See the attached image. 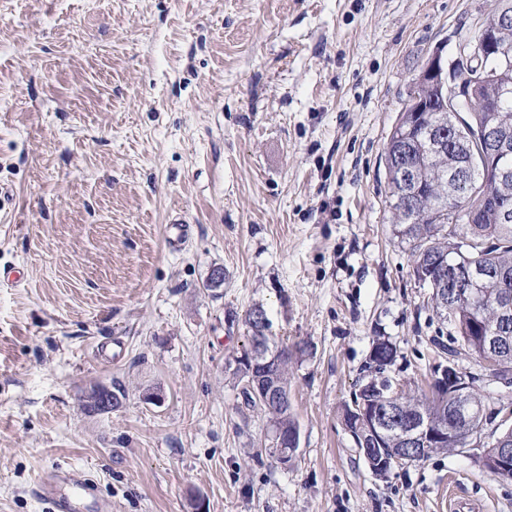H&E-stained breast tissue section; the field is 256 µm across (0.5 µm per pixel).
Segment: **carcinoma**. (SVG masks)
Masks as SVG:
<instances>
[{
  "label": "carcinoma",
  "mask_w": 512,
  "mask_h": 512,
  "mask_svg": "<svg viewBox=\"0 0 512 512\" xmlns=\"http://www.w3.org/2000/svg\"><path fill=\"white\" fill-rule=\"evenodd\" d=\"M503 41L505 57L497 62L485 64V68L491 71V79L481 88L480 99L459 104L458 115L461 116V124L472 132L483 126L491 115L501 124L512 128V96L497 99L499 89H512V28L503 34ZM488 104L495 108L496 112L491 114L484 111ZM399 134L408 137V150L412 153L413 159L420 164V199L413 210H406L397 203L399 177L398 173L388 166V203L395 233L410 246L415 279L420 283L431 278L438 279L440 262L448 260V249L452 247V240L465 236L473 242L471 251L459 255L458 259L464 263L469 261L490 272V277L480 288L481 303L477 310L474 311L468 306H456L448 302L445 294L439 292L433 294V300L437 312L454 324L458 346L480 362H491L496 367L497 376L508 380V384L512 385V314L506 318L500 310L503 297L512 298V221L505 223L500 216L504 205L512 207V179L485 185V167L492 165V161L477 162L470 175V193L474 194L472 202L481 204L480 214L472 224H450V176L462 160L477 156L476 144L468 139L464 141L463 150L447 148L442 152H435L432 150L429 136L416 133L413 113L406 110L401 113L387 140L385 153L392 152L399 145ZM476 318L489 332L505 330L506 339L499 348L488 349L484 344V338L474 335L473 321ZM251 355L252 347L249 346L235 358L234 375L243 382L242 394L245 404L266 411L268 407L258 391L248 386L251 376L264 375L263 368L253 367L255 359L251 358ZM395 357L396 349L391 343L379 339L373 344L368 368L382 374L393 364ZM462 382L467 385V400L470 406L480 413L478 424H486L492 419V413L486 412L488 396L475 389L472 377L465 373L455 381V384ZM386 401L387 396L373 379L364 384L360 393L355 395V404H363L368 408L383 406ZM399 403L410 415L422 419H437L443 400L433 390L419 396L403 394L399 398ZM342 423L345 430L358 440L368 435L363 424L358 422L355 408L350 405L344 406ZM375 447L386 457L392 458L403 444L400 435L393 433L377 439Z\"/></svg>",
  "instance_id": "cac0c4a2"
}]
</instances>
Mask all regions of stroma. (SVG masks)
I'll use <instances>...</instances> for the list:
<instances>
[{"mask_svg": "<svg viewBox=\"0 0 512 512\" xmlns=\"http://www.w3.org/2000/svg\"><path fill=\"white\" fill-rule=\"evenodd\" d=\"M492 0H0V512L88 470L112 512H512L469 445L374 476L341 413L371 373L427 387L452 325L391 224L384 147L434 52ZM191 226L167 243L176 217ZM221 287H209L213 268ZM263 306L300 447L264 450L234 358ZM122 408L86 414L92 386ZM396 349L385 340L378 339L373 344L369 356L368 369H373L378 374H383L388 366L395 361Z\"/></svg>", "mask_w": 512, "mask_h": 512, "instance_id": "35a3bbf8", "label": "stroma"}]
</instances>
